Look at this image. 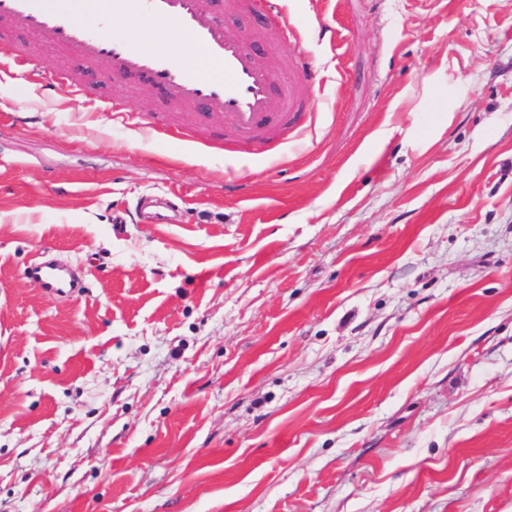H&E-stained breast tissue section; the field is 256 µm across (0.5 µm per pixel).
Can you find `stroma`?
<instances>
[{
  "mask_svg": "<svg viewBox=\"0 0 512 512\" xmlns=\"http://www.w3.org/2000/svg\"><path fill=\"white\" fill-rule=\"evenodd\" d=\"M285 10L318 104L253 153L0 25L130 111L0 70V512H512V0ZM24 274L26 278L35 280L42 288L53 295L68 294L77 288L75 273L51 261L37 264L26 270Z\"/></svg>",
  "mask_w": 512,
  "mask_h": 512,
  "instance_id": "1",
  "label": "stroma"
}]
</instances>
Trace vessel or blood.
<instances>
[{
	"label": "vessel or blood",
	"instance_id": "obj_1",
	"mask_svg": "<svg viewBox=\"0 0 512 512\" xmlns=\"http://www.w3.org/2000/svg\"><path fill=\"white\" fill-rule=\"evenodd\" d=\"M226 8L263 14L289 71L297 76L310 71L301 35L280 0H228ZM0 20L19 23L43 45L97 64L112 76L142 78L177 107L205 106L213 125L232 118L250 141L278 127L299 126L314 109L292 88L274 89L272 74L214 18L209 0H0ZM159 24L198 49V61L139 36V29ZM25 275L54 295L77 286L72 270L50 261Z\"/></svg>",
	"mask_w": 512,
	"mask_h": 512
}]
</instances>
